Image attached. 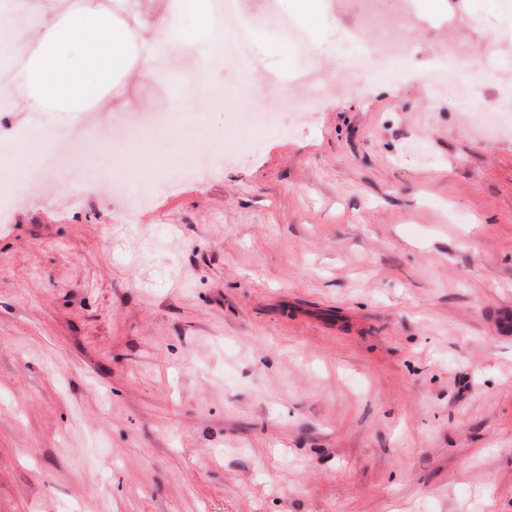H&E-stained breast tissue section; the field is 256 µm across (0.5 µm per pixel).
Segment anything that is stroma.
Here are the masks:
<instances>
[{
    "label": "stroma",
    "mask_w": 512,
    "mask_h": 512,
    "mask_svg": "<svg viewBox=\"0 0 512 512\" xmlns=\"http://www.w3.org/2000/svg\"><path fill=\"white\" fill-rule=\"evenodd\" d=\"M399 73L302 81L263 37L207 70L194 143L93 182L38 153L0 213V512H512V131L421 79L456 38L512 58V0H409ZM302 23L335 74L362 6ZM302 117L255 136L245 65ZM147 120L158 79L107 92ZM269 92L275 95V100L281 104L282 111L292 112L303 109H310L314 106V99L307 96H300L291 98L288 94V82L280 84L275 89H270Z\"/></svg>",
    "instance_id": "35a3bbf8"
}]
</instances>
